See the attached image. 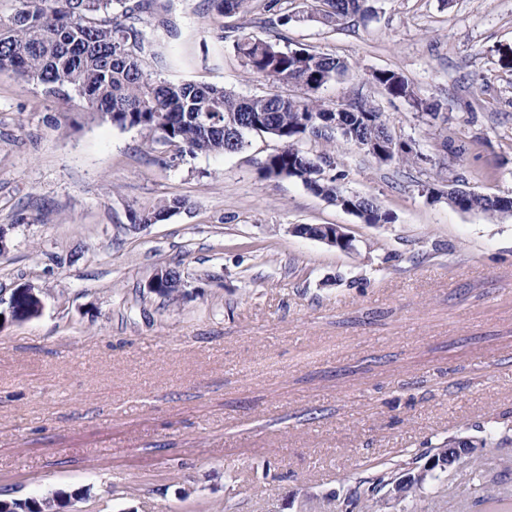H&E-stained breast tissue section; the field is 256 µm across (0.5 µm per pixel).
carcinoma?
<instances>
[{"label":"carcinoma","instance_id":"1","mask_svg":"<svg viewBox=\"0 0 512 512\" xmlns=\"http://www.w3.org/2000/svg\"><path fill=\"white\" fill-rule=\"evenodd\" d=\"M18 6L7 19L0 18V70L10 69L27 82L43 87L46 95L66 103L73 96L83 107L112 120L120 128H137L155 137L182 156L230 154L248 146L252 134H267L282 144L262 167L267 177L288 178L341 208L357 211L366 224H388L390 213L379 203L367 205L359 195L344 193L339 175L326 176L330 156L313 153L309 142H379L396 146L394 162L409 163L420 157L404 149V139L375 107L355 101L336 107L325 104L319 90L347 75L346 60L307 48L282 49L257 35H244L235 50L247 70L292 94L267 93L240 97L222 87L191 81L156 79L146 73L141 56L146 37L135 26L139 13L152 0H137L122 17L112 15V5L127 0H16ZM215 11L226 16L247 8L250 0H211ZM372 0H312L306 18L328 27L355 15L372 12ZM373 81L391 97L403 98L413 108L432 117L439 105L420 98L408 78L390 69L372 74ZM340 117L341 131L329 132L322 121ZM448 204L464 212L480 211L496 216L512 207L499 196L448 186ZM186 206L174 198L159 207L133 213L136 224H156ZM420 457L383 462L371 476L359 480L364 487V508L381 507L380 493L395 481L391 466L404 470ZM60 495L41 499L27 497V512H54Z\"/></svg>","mask_w":512,"mask_h":512}]
</instances>
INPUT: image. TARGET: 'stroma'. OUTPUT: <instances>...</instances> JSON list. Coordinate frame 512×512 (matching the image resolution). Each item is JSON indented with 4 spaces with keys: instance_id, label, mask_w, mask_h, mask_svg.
Listing matches in <instances>:
<instances>
[{
    "instance_id": "obj_1",
    "label": "stroma",
    "mask_w": 512,
    "mask_h": 512,
    "mask_svg": "<svg viewBox=\"0 0 512 512\" xmlns=\"http://www.w3.org/2000/svg\"><path fill=\"white\" fill-rule=\"evenodd\" d=\"M266 2L219 18L210 0H154L136 22L145 71L268 93L234 50L249 33L347 59L323 101L371 102L421 155L381 164L335 142L341 189L392 223L264 176L274 138L184 157L0 71V297L27 283L44 300L0 323V497L61 492L59 512H362L349 496L366 468L512 417V214L423 191L512 197V0H375L333 30L280 25ZM382 69L439 103L467 152L447 158L440 121L384 93ZM175 198L186 207L133 225ZM296 224L343 225L356 248ZM169 264L189 283L174 303L147 288ZM482 474L441 473L428 512H493L486 487L512 497V443L487 449ZM448 204L464 212L480 211L496 216L511 209L512 202L499 196H491L448 184Z\"/></svg>"
}]
</instances>
